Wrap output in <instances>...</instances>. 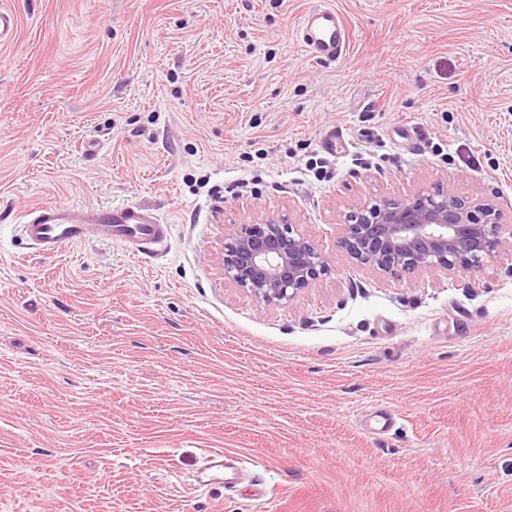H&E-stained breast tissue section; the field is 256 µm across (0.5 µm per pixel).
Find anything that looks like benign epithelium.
<instances>
[{
  "label": "benign epithelium",
  "mask_w": 512,
  "mask_h": 512,
  "mask_svg": "<svg viewBox=\"0 0 512 512\" xmlns=\"http://www.w3.org/2000/svg\"><path fill=\"white\" fill-rule=\"evenodd\" d=\"M339 249L354 264L391 275L471 273L504 254L502 215L488 199L434 186L402 199H371L342 215ZM224 279L266 303L288 302L329 272L322 252L295 225L274 216L224 237Z\"/></svg>",
  "instance_id": "1"
}]
</instances>
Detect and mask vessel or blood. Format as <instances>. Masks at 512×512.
<instances>
[{"mask_svg": "<svg viewBox=\"0 0 512 512\" xmlns=\"http://www.w3.org/2000/svg\"><path fill=\"white\" fill-rule=\"evenodd\" d=\"M296 34L308 56L333 61L346 55L351 39L335 8L317 6L301 16ZM26 239L46 258L63 246L97 238L136 246L145 250L161 247L170 227L150 209L138 205L70 206L44 204L22 214Z\"/></svg>", "mask_w": 512, "mask_h": 512, "instance_id": "b4317fda", "label": "vessel or blood"}]
</instances>
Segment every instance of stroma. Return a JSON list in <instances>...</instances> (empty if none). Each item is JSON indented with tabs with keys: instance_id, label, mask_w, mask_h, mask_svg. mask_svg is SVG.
Wrapping results in <instances>:
<instances>
[{
	"instance_id": "35a3bbf8",
	"label": "stroma",
	"mask_w": 512,
	"mask_h": 512,
	"mask_svg": "<svg viewBox=\"0 0 512 512\" xmlns=\"http://www.w3.org/2000/svg\"><path fill=\"white\" fill-rule=\"evenodd\" d=\"M322 3L352 35L333 62L295 37ZM1 7L0 512H512L506 260L394 276L337 246L341 213L434 185L512 225V0ZM53 203L139 204L170 237L47 259L17 217ZM267 214L330 266L286 304L219 264ZM216 450L233 489L196 485Z\"/></svg>"
}]
</instances>
